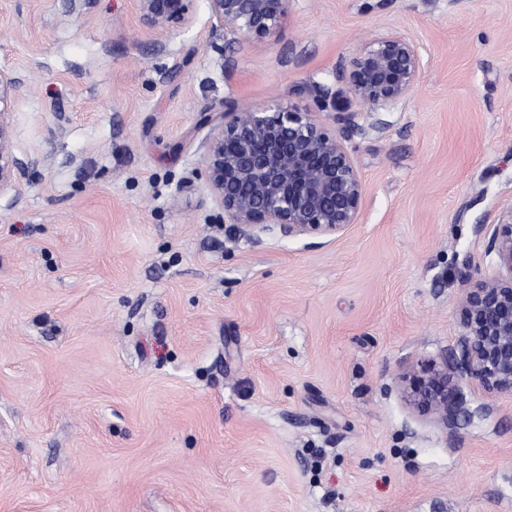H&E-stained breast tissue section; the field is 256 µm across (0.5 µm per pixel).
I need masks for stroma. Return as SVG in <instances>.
<instances>
[{"instance_id": "obj_1", "label": "stroma", "mask_w": 512, "mask_h": 512, "mask_svg": "<svg viewBox=\"0 0 512 512\" xmlns=\"http://www.w3.org/2000/svg\"><path fill=\"white\" fill-rule=\"evenodd\" d=\"M390 31L422 71L350 104L355 224L225 223L205 111H318ZM0 69L42 159L0 194V512H512V398L442 424L400 393L459 353L457 270L512 217V0H288L242 43L207 0L155 34L134 0H0Z\"/></svg>"}]
</instances>
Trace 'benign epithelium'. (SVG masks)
Segmentation results:
<instances>
[{
  "instance_id": "obj_1",
  "label": "benign epithelium",
  "mask_w": 512,
  "mask_h": 512,
  "mask_svg": "<svg viewBox=\"0 0 512 512\" xmlns=\"http://www.w3.org/2000/svg\"><path fill=\"white\" fill-rule=\"evenodd\" d=\"M192 0H135L142 28L155 33L189 21ZM211 18L224 35L249 40L272 33L287 0H208ZM421 57L396 32L365 43L350 62L352 96L371 112L388 110L417 83ZM19 87L0 70V193L15 188L40 164L20 156L12 140V108ZM321 110L334 128L290 103L242 110L224 101L204 155L208 185L224 208V223L253 235L275 228L288 237H328L355 223L365 186L346 145L358 130L357 113L319 89ZM487 255L495 272L481 275L465 261L458 270L463 288L459 318L460 356L422 362L403 377L410 406L448 423L465 403L459 381L466 379L491 397L512 398V218L487 233Z\"/></svg>"
}]
</instances>
